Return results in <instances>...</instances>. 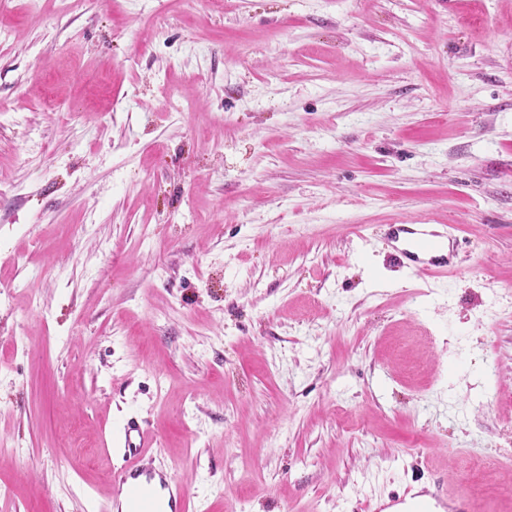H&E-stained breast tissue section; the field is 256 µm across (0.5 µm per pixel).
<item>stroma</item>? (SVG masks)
I'll return each instance as SVG.
<instances>
[{
  "mask_svg": "<svg viewBox=\"0 0 512 512\" xmlns=\"http://www.w3.org/2000/svg\"><path fill=\"white\" fill-rule=\"evenodd\" d=\"M130 420L190 512H512V0H0V512ZM398 265L410 274L440 277L456 268L457 239L446 224H385ZM419 496L394 497L389 503L380 505L377 512H431L425 500L419 499Z\"/></svg>",
  "mask_w": 512,
  "mask_h": 512,
  "instance_id": "35a3bbf8",
  "label": "stroma"
}]
</instances>
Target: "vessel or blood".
Instances as JSON below:
<instances>
[{"instance_id":"b4317fda","label":"vessel or blood","mask_w":512,"mask_h":512,"mask_svg":"<svg viewBox=\"0 0 512 512\" xmlns=\"http://www.w3.org/2000/svg\"><path fill=\"white\" fill-rule=\"evenodd\" d=\"M384 235L399 266L408 273L429 277L447 275L456 267L457 240L443 224H388ZM152 437L136 422H128L121 448L123 463L112 478V498L125 512H188L182 483L169 471L146 464ZM377 512H429L418 497H394Z\"/></svg>"}]
</instances>
